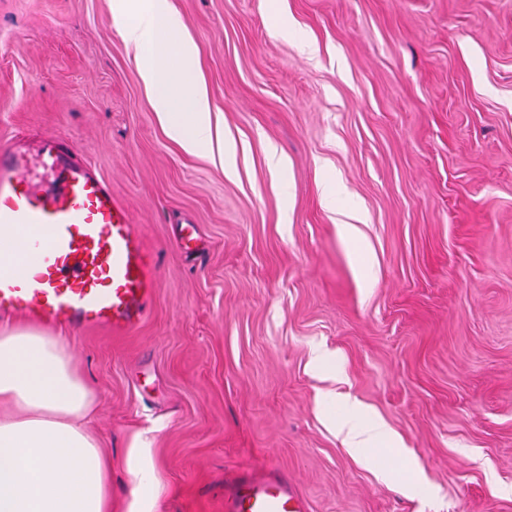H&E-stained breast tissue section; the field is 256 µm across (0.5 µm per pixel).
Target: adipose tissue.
I'll return each mask as SVG.
<instances>
[{
    "mask_svg": "<svg viewBox=\"0 0 512 512\" xmlns=\"http://www.w3.org/2000/svg\"><path fill=\"white\" fill-rule=\"evenodd\" d=\"M112 19L128 46L149 53L141 77L167 135L231 169L199 50L169 0H113ZM95 401L59 338L34 327L0 332V512H109L112 462L88 427Z\"/></svg>",
    "mask_w": 512,
    "mask_h": 512,
    "instance_id": "adipose-tissue-1",
    "label": "adipose tissue"
}]
</instances>
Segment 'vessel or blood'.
<instances>
[{"label":"vessel or blood","instance_id":"vessel-or-blood-1","mask_svg":"<svg viewBox=\"0 0 512 512\" xmlns=\"http://www.w3.org/2000/svg\"><path fill=\"white\" fill-rule=\"evenodd\" d=\"M40 176L25 156L0 149V235L32 270L0 271V318L22 315L53 329H101L115 336L145 320L156 265L127 206L73 156L67 140L40 148ZM224 512H309L280 469L239 471L224 485Z\"/></svg>","mask_w":512,"mask_h":512}]
</instances>
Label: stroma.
<instances>
[{
  "label": "stroma",
  "instance_id": "obj_1",
  "mask_svg": "<svg viewBox=\"0 0 512 512\" xmlns=\"http://www.w3.org/2000/svg\"><path fill=\"white\" fill-rule=\"evenodd\" d=\"M112 2L0 0V146L69 137L156 259L139 328L65 341L111 512L140 442L154 512L271 465L311 512H512V0H170L232 177L167 137ZM346 398L391 440L345 448Z\"/></svg>",
  "mask_w": 512,
  "mask_h": 512
}]
</instances>
